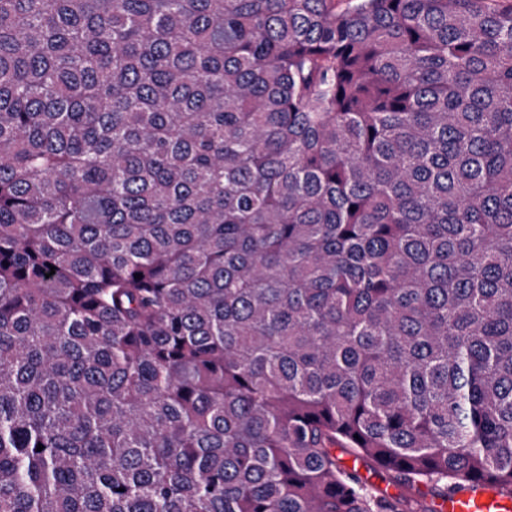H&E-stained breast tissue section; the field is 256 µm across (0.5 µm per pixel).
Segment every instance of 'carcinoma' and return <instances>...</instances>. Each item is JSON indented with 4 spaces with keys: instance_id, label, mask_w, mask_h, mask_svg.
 I'll return each instance as SVG.
<instances>
[{
    "instance_id": "obj_1",
    "label": "carcinoma",
    "mask_w": 512,
    "mask_h": 512,
    "mask_svg": "<svg viewBox=\"0 0 512 512\" xmlns=\"http://www.w3.org/2000/svg\"><path fill=\"white\" fill-rule=\"evenodd\" d=\"M476 483L512 498V0H0V512ZM336 454L340 455L341 453L338 451ZM340 456L343 465L347 467H353L354 465L356 466V469H358L360 475L367 481L369 486H373L376 489L386 491L389 494L398 493L399 489L395 485L383 480L384 474L382 471L370 469L369 467L363 465L361 461L354 462L353 457L349 455L343 454Z\"/></svg>"
}]
</instances>
